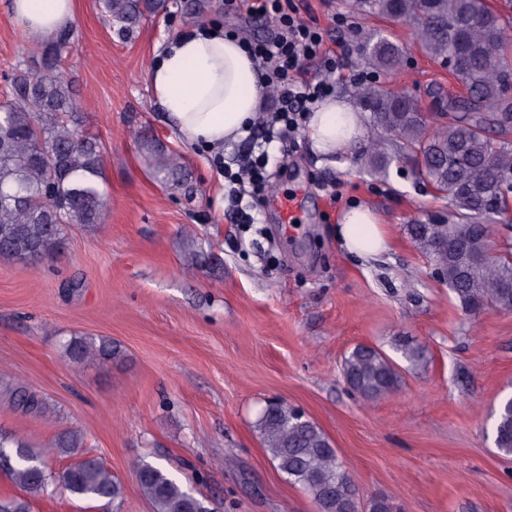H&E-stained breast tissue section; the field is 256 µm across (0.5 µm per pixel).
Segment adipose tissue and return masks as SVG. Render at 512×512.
I'll list each match as a JSON object with an SVG mask.
<instances>
[{"mask_svg":"<svg viewBox=\"0 0 512 512\" xmlns=\"http://www.w3.org/2000/svg\"><path fill=\"white\" fill-rule=\"evenodd\" d=\"M10 11L28 38H42L72 25L77 0H10ZM148 81L174 133L191 145L217 149L240 141L261 106L254 63L237 38L206 25L164 45ZM363 127V113L346 100L329 98L310 116L306 135L318 154L332 157L349 153ZM336 238L349 254L365 260L389 248L378 215L363 206L344 212Z\"/></svg>","mask_w":512,"mask_h":512,"instance_id":"ef3b65f1","label":"adipose tissue"}]
</instances>
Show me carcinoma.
<instances>
[{"instance_id": "1", "label": "carcinoma", "mask_w": 512, "mask_h": 512, "mask_svg": "<svg viewBox=\"0 0 512 512\" xmlns=\"http://www.w3.org/2000/svg\"><path fill=\"white\" fill-rule=\"evenodd\" d=\"M103 21L129 30L147 13L164 8V0H99ZM363 15L409 22L418 48L453 75L467 95L448 99L444 108L453 122L435 123L421 99L379 85L359 93L370 114V145L365 165L385 173L393 162L412 166L416 175L448 204V221L407 225L416 250L438 269L440 281L468 314L486 308L512 311V240L492 249L500 224H511L503 190L512 189V41L487 0H356ZM68 35L46 46L40 66L18 69L11 96L0 103V257L45 260L53 257L74 224H100L106 210L103 151L83 133L71 82L61 71L71 52ZM360 55L381 71L399 69L405 50L381 32L360 46ZM161 171L180 181L182 166L158 153ZM489 253L470 266L458 251ZM75 367L107 366L120 350L107 339L72 337L64 345ZM407 363L374 347L355 346L344 356L341 376L360 398L372 404L395 392L404 368L427 359L426 347L408 341L396 347ZM22 408L42 414L46 404L22 383L0 395V409ZM492 443L512 457V399L502 398L493 411ZM261 443L277 470L291 485L307 492L318 512H359L355 489L332 440L314 421L298 419L285 404L271 405L256 421ZM83 435L69 430L49 448L0 432V469L22 491L0 497V512H31L32 500L56 487L87 501L123 503L121 483L97 457H83L54 469L55 454L83 448ZM128 467L152 512H218L213 502L184 486L164 467L138 456Z\"/></svg>"}]
</instances>
